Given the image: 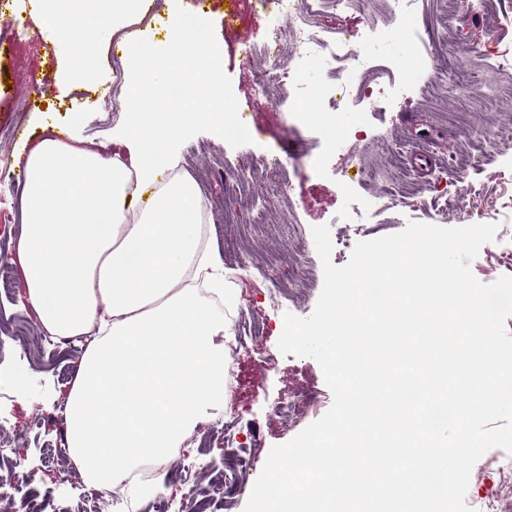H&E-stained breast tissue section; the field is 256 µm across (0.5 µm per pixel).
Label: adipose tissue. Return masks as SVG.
Segmentation results:
<instances>
[{
	"mask_svg": "<svg viewBox=\"0 0 512 512\" xmlns=\"http://www.w3.org/2000/svg\"><path fill=\"white\" fill-rule=\"evenodd\" d=\"M143 0H40L38 22L70 41ZM204 17L171 19L166 40L128 45L129 97L181 70L205 89L176 118L132 113L129 154L45 135L29 148L16 256L26 298L52 336H91L66 403L67 454L85 483L115 490L123 472L169 459L209 409L224 405V268L196 180L169 151L197 121L223 123V49Z\"/></svg>",
	"mask_w": 512,
	"mask_h": 512,
	"instance_id": "ef3b65f1",
	"label": "adipose tissue"
}]
</instances>
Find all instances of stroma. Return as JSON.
<instances>
[{
    "instance_id": "stroma-1",
    "label": "stroma",
    "mask_w": 512,
    "mask_h": 512,
    "mask_svg": "<svg viewBox=\"0 0 512 512\" xmlns=\"http://www.w3.org/2000/svg\"><path fill=\"white\" fill-rule=\"evenodd\" d=\"M153 14L141 22L139 36L161 41L169 19L191 16L205 9L207 22L200 30L204 41L224 52V111L250 129L246 139L228 140L207 125L196 127L176 147L179 165L197 181L212 224L211 237L224 263V282L235 294L230 314H243L264 324L261 338L240 345L234 328H227L225 349L234 353L235 380L223 411L214 416L205 435L187 438L184 455L198 459L203 473L193 481L207 485L211 475L224 469V422L236 423L239 440L250 447L247 483H255L273 446L290 441L331 408L333 395L320 365L311 358L282 354L278 340L289 306H274L269 284L239 272L243 257L259 259L262 246L236 245L256 213L269 224H297L304 233L325 225L330 229L334 265H345L358 242L401 231L415 221L443 227L476 223L471 192L482 205L497 212L494 247L512 246V93L501 91L491 101L449 94L445 83L428 84L417 69L405 76L410 94L397 107L368 112L355 95L357 86L374 78L397 79L392 65L399 60L429 55L433 72L454 71L456 56L481 51L495 42L499 52L512 58V0H485L475 9L472 0H457L453 15H446L439 0H416L409 21L390 18L384 0H371L366 12L326 8L314 18L327 38L349 39L352 51L365 58L362 67L341 61L340 84L347 94L328 122L290 126L268 92L244 64L242 47L260 45L270 20L256 0H150ZM20 19L24 39L14 50L0 52V155L13 165L25 160L24 145L33 143L43 127L54 128L61 139L76 138L83 146L101 150L113 133L137 111L138 101L128 100L125 112L111 115L101 107L98 91L90 87L66 88L78 48L61 41L34 24L24 0H0V34L9 31L6 18ZM43 79L44 94L36 108L16 111V99L27 97L30 77ZM395 149L398 165L391 181L406 187L408 199L384 201L382 184L360 180V166L377 167L384 148ZM483 155L482 166H468L472 156ZM24 178L0 173V339L18 335L21 328H37L25 300L21 278L12 263L21 233L20 195ZM455 196L453 209L443 206L444 193ZM384 204L375 223L346 236L352 203ZM26 389L15 380L0 384V415L8 423L0 441L12 448L0 460V474L31 470L35 477L23 486L25 500L39 512H94L91 499L77 496L60 482V469L68 459L53 448L63 435L53 418L65 404L82 350H71L33 337L26 341ZM274 359L275 367L258 374L257 366ZM315 400L290 425L273 419L274 403L303 392ZM512 498V455L495 448L474 465L466 503L472 512H489L490 500Z\"/></svg>"
}]
</instances>
